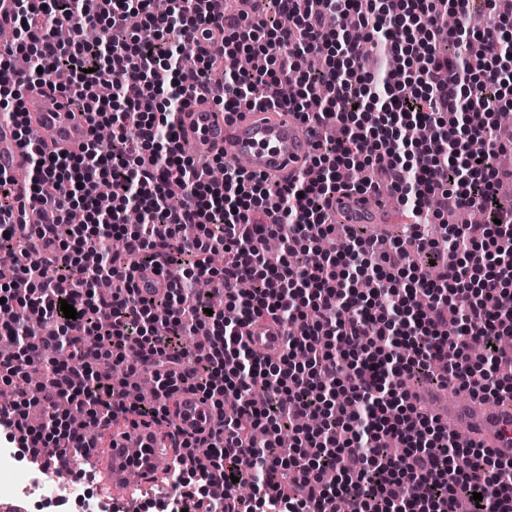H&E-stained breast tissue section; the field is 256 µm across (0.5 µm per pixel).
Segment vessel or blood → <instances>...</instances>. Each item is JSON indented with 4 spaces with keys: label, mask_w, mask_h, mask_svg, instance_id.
Instances as JSON below:
<instances>
[{
    "label": "vessel or blood",
    "mask_w": 512,
    "mask_h": 512,
    "mask_svg": "<svg viewBox=\"0 0 512 512\" xmlns=\"http://www.w3.org/2000/svg\"><path fill=\"white\" fill-rule=\"evenodd\" d=\"M14 9V0H0V49L11 47L16 40ZM23 99L24 118L30 131L45 134L49 150L80 153L91 137L86 113L61 102L45 107L44 96L37 89L26 90ZM178 135L180 143L189 147L191 156H220L243 173L280 181L305 173L314 142L309 129L290 112L244 111L227 118L209 99L195 101L180 114ZM28 169V152L18 137L15 121L0 117V170L6 171L21 191ZM384 209V203L373 193H339L332 197L327 214L334 224H377ZM171 281L170 274L142 269L135 273L132 287L137 296L146 297L153 292H165ZM288 334L287 327L260 323L251 327L246 342L257 355L274 356L282 350ZM435 400L442 418L491 448L498 457L512 459L511 398L485 396L476 404L462 403L442 390ZM216 419L217 411L210 403L192 397L182 406L175 425L168 427L167 433L172 436L177 430L195 427L207 430ZM110 461L112 484L116 487L125 484L133 468L150 476L157 470L170 473L183 465L175 452L159 454L152 431L145 428L117 437L110 450Z\"/></svg>",
    "instance_id": "1"
}]
</instances>
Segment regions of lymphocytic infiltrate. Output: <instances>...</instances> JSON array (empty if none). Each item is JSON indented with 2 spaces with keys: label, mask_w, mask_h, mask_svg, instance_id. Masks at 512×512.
I'll return each mask as SVG.
<instances>
[{
  "label": "lymphocytic infiltrate",
  "mask_w": 512,
  "mask_h": 512,
  "mask_svg": "<svg viewBox=\"0 0 512 512\" xmlns=\"http://www.w3.org/2000/svg\"><path fill=\"white\" fill-rule=\"evenodd\" d=\"M482 2L486 26L477 32L441 25V3L468 17ZM266 16L226 13L224 0H15L16 42L1 55L31 49L33 70L0 84V111L22 110L25 87L62 94L86 112L92 130L108 126L112 141L90 140L81 153L46 155L30 149L28 194L51 213L50 224H13L18 200L0 173V253L19 263L17 280L0 298L21 319L49 322L48 336H26L19 322L0 326L17 346L0 356V382L28 380L49 367L30 395L0 409L5 441L62 464L88 454L91 430L125 421L143 427L171 421L169 402L199 395L220 414L209 432L184 433L185 455L207 448L198 479L221 481L210 512H332L353 500L358 512H456L482 494L470 512H512V461L474 444L455 447L442 420L418 403L408 382L452 379L471 397H512V211L496 204L512 182L500 168L503 140L496 114L512 90V0H264ZM336 28H327L326 14ZM154 34L150 44L121 38L131 15ZM219 28L224 47L213 53L196 31ZM68 27V43L55 40ZM392 58L374 81L361 65L362 43ZM259 68L239 71L241 52ZM197 67L185 69V56ZM323 57L321 69L306 66ZM68 70L67 85L54 76ZM293 84V97L280 88ZM197 96L232 114L282 107L308 126L326 127L310 155V178L283 184L225 166L214 181L199 160L177 145V120ZM387 190L420 214L406 242L381 249L354 231L347 244L318 253L332 234L325 205L341 191ZM475 207L485 221L448 228L449 211ZM81 210L84 221L69 224ZM140 224L126 226L129 210ZM198 230L185 239L180 230ZM121 237L122 252L112 250ZM277 237L285 254L269 260L264 245ZM446 250L431 284L415 278L409 249ZM151 265L176 266L179 278L163 296L140 298L123 284L97 296V280L116 268L133 275ZM211 284L196 293L198 279ZM253 285L249 294L241 282ZM78 316L65 318L61 303ZM289 326L284 350L255 355L245 342L252 326ZM206 326V343L187 336ZM485 353L471 359L469 344ZM67 351L65 363L54 356ZM111 363L152 370V399L131 402L124 380L102 373ZM268 397L257 401L254 388ZM83 411L66 424L58 401ZM292 440L281 447L280 434ZM336 481L322 482L325 470ZM249 484L241 498L238 483Z\"/></svg>",
  "instance_id": "obj_1"
}]
</instances>
